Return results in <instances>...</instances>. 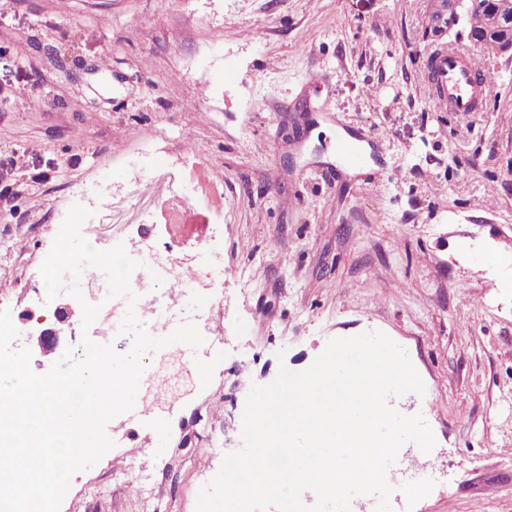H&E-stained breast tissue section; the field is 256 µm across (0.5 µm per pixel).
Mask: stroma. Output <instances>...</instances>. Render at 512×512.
I'll return each instance as SVG.
<instances>
[{
	"label": "stroma",
	"instance_id": "1",
	"mask_svg": "<svg viewBox=\"0 0 512 512\" xmlns=\"http://www.w3.org/2000/svg\"><path fill=\"white\" fill-rule=\"evenodd\" d=\"M433 8L0 5V308L14 347L54 327L60 348L80 345L97 284L49 302L40 275L72 205L91 209L81 232L96 249L156 243L192 256L195 282L224 272L206 381L176 399L152 390L170 409L165 447L134 429L73 476L61 512H196L243 445L252 386L372 331L425 385L391 407L435 437L428 453L401 447L429 477L396 484L393 512H512V61L477 54L492 80L482 111H434ZM342 126L384 142L394 178L371 191L345 173Z\"/></svg>",
	"mask_w": 512,
	"mask_h": 512
}]
</instances>
